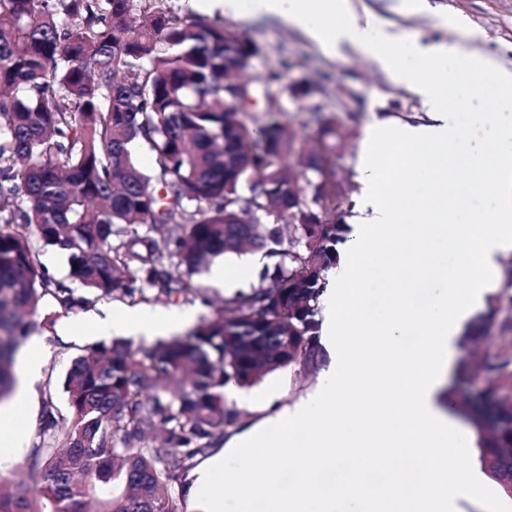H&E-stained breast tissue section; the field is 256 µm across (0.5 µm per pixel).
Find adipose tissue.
<instances>
[{"mask_svg":"<svg viewBox=\"0 0 512 512\" xmlns=\"http://www.w3.org/2000/svg\"><path fill=\"white\" fill-rule=\"evenodd\" d=\"M260 13L304 31L343 57L369 55L395 74L427 109L428 122L398 124L381 117L368 127L358 163L363 204L350 242L321 299L319 342L331 363L312 396L275 408L255 429L229 443L195 471L207 492L206 512H224L226 494H264L266 512H462L480 483L447 413L445 379L465 326L485 306L497 283L498 259L512 251V148L465 169L458 155L448 75L401 71L384 45L369 40L373 15L354 0H257ZM319 23H312L313 15ZM454 37L417 44L424 60L464 56L473 81L491 77L499 107L512 109V69L472 52L479 34L464 16L451 19ZM431 180L412 187L420 172ZM496 200L478 224L453 217L464 180ZM378 262L389 273L394 298L387 321L363 322L360 269ZM190 314L130 313L98 321L105 336L152 337L187 324ZM416 342H409V335ZM347 470H338L341 459ZM294 477L288 494L274 493L282 470Z\"/></svg>","mask_w":512,"mask_h":512,"instance_id":"obj_1","label":"adipose tissue"}]
</instances>
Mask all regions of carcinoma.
I'll list each match as a JSON object with an SVG mask.
<instances>
[{"label":"carcinoma","mask_w":512,"mask_h":512,"mask_svg":"<svg viewBox=\"0 0 512 512\" xmlns=\"http://www.w3.org/2000/svg\"><path fill=\"white\" fill-rule=\"evenodd\" d=\"M2 17L0 404L45 298L63 313L104 298L169 302L221 255L249 246L270 263L185 339L82 347L44 385L23 463L33 483L1 478L0 512H88L91 501L95 512H184L172 489L240 417L224 388L323 362L319 301L348 232L320 218L336 206V172L296 153L276 123L238 119L228 92L257 47L221 23L169 0H0ZM137 143L153 152L149 174ZM254 174L264 188L248 198ZM34 237L67 256L68 281ZM504 306L512 295L464 332L459 366L462 378L490 376L458 410L494 479L512 473V344L488 353L512 330L495 322Z\"/></svg>","instance_id":"obj_1"}]
</instances>
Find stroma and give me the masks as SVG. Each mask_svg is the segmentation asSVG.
<instances>
[{"instance_id": "35a3bbf8", "label": "stroma", "mask_w": 512, "mask_h": 512, "mask_svg": "<svg viewBox=\"0 0 512 512\" xmlns=\"http://www.w3.org/2000/svg\"><path fill=\"white\" fill-rule=\"evenodd\" d=\"M356 4L380 20L370 34L373 43H381L385 31L400 33V40L392 48L399 69L421 67L417 44L449 41L454 37L452 30L417 15L414 0H356ZM429 4L440 15L460 13L466 16L482 33L481 40L473 44L474 51L496 55L512 68V0H429ZM207 19L223 22L225 27L258 48L243 73L256 89L254 109L243 114V121L256 120L258 110L270 97L280 106L278 120L293 135L295 148L321 149L320 129L326 125L344 133L345 139L331 162L345 180L346 195L340 207L322 213L321 218L329 223L340 220L352 224L360 195L359 146L367 126L383 115L398 123L422 122L426 109L421 100L379 69L369 56L357 53L346 58L335 57L302 31L257 15L255 0H240L239 13H211ZM448 74L455 80V112L487 109L493 86L488 83L481 89L473 88L466 58L449 59ZM510 127L512 111L502 110L496 113L491 125L464 128L462 161L478 166L488 145L499 143L502 131ZM190 284L207 294L211 306L205 308L196 302L181 301L168 304V311H187L196 319L209 316L235 294L234 289L214 286L206 269L193 275ZM130 309V303L102 299L90 309L64 314L57 311L52 300H44L40 314L51 317L53 324L36 330L47 343L40 355L42 376L61 379L80 347L99 342L100 336L95 330L97 320L117 317ZM320 379V372L307 373L296 367H285L268 373L251 387L227 386L224 391L227 402L236 405L242 413L238 422L227 428V436L257 425L265 415L268 399L292 403L311 392ZM41 388L40 381L30 386L26 407L19 410L12 421V430L22 443L11 458L0 462V478L27 475L23 462L38 425Z\"/></svg>"}]
</instances>
